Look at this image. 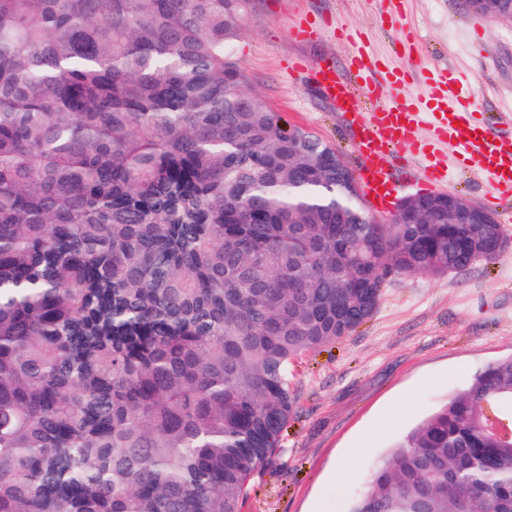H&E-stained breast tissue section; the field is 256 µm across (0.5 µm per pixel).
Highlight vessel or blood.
Listing matches in <instances>:
<instances>
[{
  "mask_svg": "<svg viewBox=\"0 0 512 512\" xmlns=\"http://www.w3.org/2000/svg\"><path fill=\"white\" fill-rule=\"evenodd\" d=\"M317 82L356 130L359 185L366 208L384 213L398 192L392 176L394 150L405 151L419 184L437 189L448 181L447 155L465 172L485 175L496 204L512 200V136L495 131L471 104L473 92L448 71L433 72L431 97L387 100L382 83L401 86L404 72L382 69L367 50L353 55L347 75L321 61ZM449 153H442V146Z\"/></svg>",
  "mask_w": 512,
  "mask_h": 512,
  "instance_id": "b4317fda",
  "label": "vessel or blood"
}]
</instances>
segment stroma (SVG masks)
I'll return each mask as SVG.
<instances>
[{"label":"stroma","instance_id":"obj_1","mask_svg":"<svg viewBox=\"0 0 512 512\" xmlns=\"http://www.w3.org/2000/svg\"><path fill=\"white\" fill-rule=\"evenodd\" d=\"M388 25L386 0H253L235 58L249 90L292 125L318 136L354 165L353 134L310 74L326 59L345 67L356 50L337 27L357 32L387 67L407 72L388 99L432 92L429 74L455 71L494 128L512 133V22L466 12L460 0H401ZM308 17L314 36L292 26ZM413 34L417 58L400 41ZM512 354V251L436 278L397 277L371 317L336 345L292 367L296 412L280 466L256 478L242 512H314L323 497L346 512L370 463L390 449L486 363Z\"/></svg>","mask_w":512,"mask_h":512}]
</instances>
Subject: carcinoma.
<instances>
[{"label":"carcinoma","instance_id":"cac0c4a2","mask_svg":"<svg viewBox=\"0 0 512 512\" xmlns=\"http://www.w3.org/2000/svg\"><path fill=\"white\" fill-rule=\"evenodd\" d=\"M248 0H0V512H242L290 365L500 224H374L336 149L246 89ZM498 0H464L495 16ZM512 355L348 512H512Z\"/></svg>","mask_w":512,"mask_h":512}]
</instances>
